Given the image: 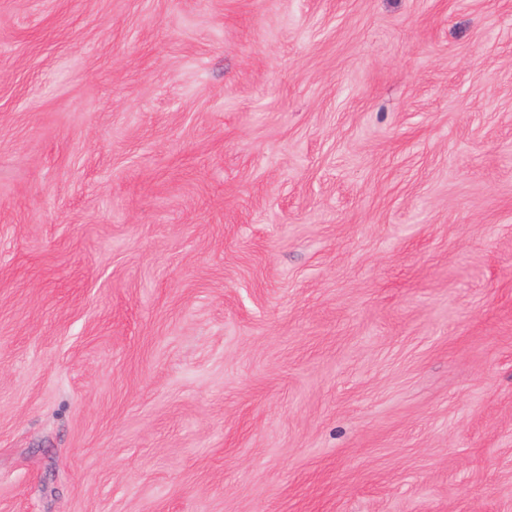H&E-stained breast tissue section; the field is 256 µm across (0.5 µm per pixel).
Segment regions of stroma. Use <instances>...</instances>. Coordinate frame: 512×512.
<instances>
[{"instance_id": "35a3bbf8", "label": "stroma", "mask_w": 512, "mask_h": 512, "mask_svg": "<svg viewBox=\"0 0 512 512\" xmlns=\"http://www.w3.org/2000/svg\"><path fill=\"white\" fill-rule=\"evenodd\" d=\"M0 512H512V0H0Z\"/></svg>"}]
</instances>
